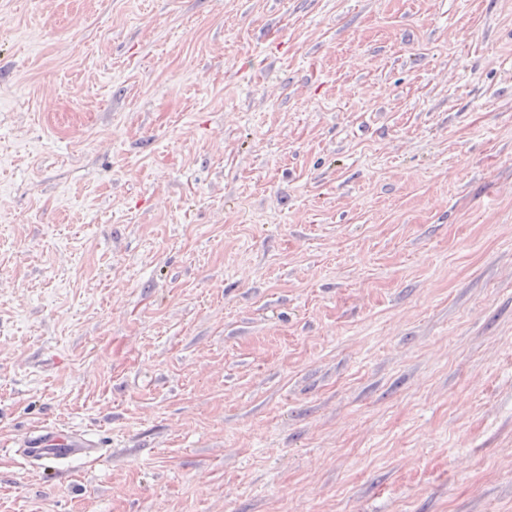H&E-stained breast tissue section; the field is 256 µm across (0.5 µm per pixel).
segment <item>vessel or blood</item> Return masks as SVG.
<instances>
[{
    "label": "vessel or blood",
    "mask_w": 512,
    "mask_h": 512,
    "mask_svg": "<svg viewBox=\"0 0 512 512\" xmlns=\"http://www.w3.org/2000/svg\"><path fill=\"white\" fill-rule=\"evenodd\" d=\"M23 453L35 465L69 459L94 457L97 447L76 431L42 427L33 431L23 443Z\"/></svg>",
    "instance_id": "vessel-or-blood-1"
}]
</instances>
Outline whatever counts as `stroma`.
Listing matches in <instances>:
<instances>
[{"label": "stroma", "instance_id": "35a3bbf8", "mask_svg": "<svg viewBox=\"0 0 512 512\" xmlns=\"http://www.w3.org/2000/svg\"><path fill=\"white\" fill-rule=\"evenodd\" d=\"M0 512H512V0H0ZM23 453L35 465L69 459L94 457L100 448L76 431L41 427L33 431L23 443Z\"/></svg>", "mask_w": 512, "mask_h": 512}]
</instances>
